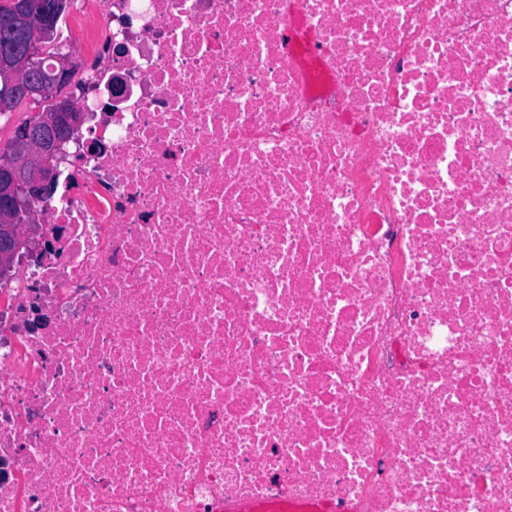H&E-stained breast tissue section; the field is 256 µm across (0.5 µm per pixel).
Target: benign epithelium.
Listing matches in <instances>:
<instances>
[{"label":"benign epithelium","mask_w":512,"mask_h":512,"mask_svg":"<svg viewBox=\"0 0 512 512\" xmlns=\"http://www.w3.org/2000/svg\"><path fill=\"white\" fill-rule=\"evenodd\" d=\"M66 0H15L13 12L0 16V30L9 31L33 19L34 44L28 50L0 53V69L11 73L0 94V110L9 108L11 99L35 100L48 90L70 81L74 64L72 55L56 58L52 83L41 78L36 61L42 42L50 37ZM87 117L73 101L57 103L54 112L17 131L16 142L21 158L0 157V267L8 268L21 246L34 253L49 247L46 239L21 235V226L33 227L29 205L49 196L57 174V161L63 146Z\"/></svg>","instance_id":"7a95c632"}]
</instances>
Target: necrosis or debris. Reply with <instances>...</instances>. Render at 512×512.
I'll return each instance as SVG.
<instances>
[{
  "instance_id": "4bbe7bcc",
  "label": "necrosis or debris",
  "mask_w": 512,
  "mask_h": 512,
  "mask_svg": "<svg viewBox=\"0 0 512 512\" xmlns=\"http://www.w3.org/2000/svg\"><path fill=\"white\" fill-rule=\"evenodd\" d=\"M64 26L110 105L0 274V512H512V0Z\"/></svg>"
}]
</instances>
